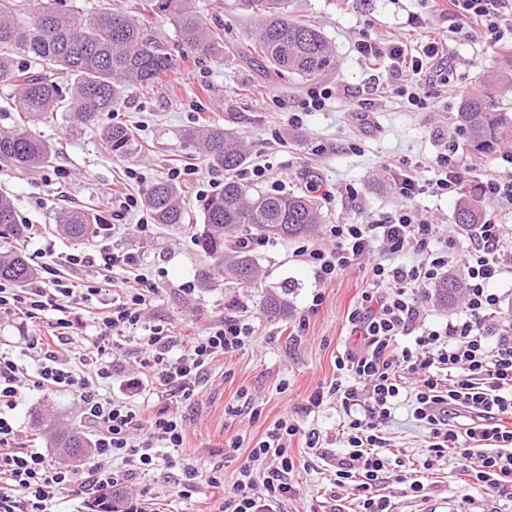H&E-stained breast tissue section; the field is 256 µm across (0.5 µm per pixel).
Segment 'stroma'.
<instances>
[{"label":"stroma","mask_w":512,"mask_h":512,"mask_svg":"<svg viewBox=\"0 0 512 512\" xmlns=\"http://www.w3.org/2000/svg\"><path fill=\"white\" fill-rule=\"evenodd\" d=\"M209 22L224 26V44L233 48L224 60L189 55L180 62L178 78L149 94L129 88L108 120L127 124L137 132L133 156L122 158L104 152L98 129L73 132L65 112H58L52 127L39 132L56 147L51 166L30 175H16L0 165V189L14 198L18 218L30 230L22 246L34 266L59 263L67 255L97 249L100 237L74 242L53 232L58 211L105 210L102 190L110 184L125 185L134 195H144L152 182L166 178L169 168L188 162L202 163L198 151L184 146L180 133L199 119L230 128L247 149V165L270 161L287 190L302 189L309 180L328 184L331 194L318 202L328 223L372 217L390 211L398 202L393 169L407 159L423 160L422 178L434 175L432 162L449 130L460 101L486 71L500 66L504 51H487L479 39L461 30L450 33L449 61H431V96L425 109L407 107L397 93L410 73H397L390 60L378 66L365 63L355 49L361 33L383 34L406 46L409 54L421 51L407 19L417 14L430 18L436 30H448L451 20L446 0H292L295 14L321 27L330 41L335 64L319 78V85L333 96L320 112L304 115L301 127L289 126L286 115L294 110L309 88L297 76L270 79L262 58L241 57L248 47L256 20L238 9L236 0H201ZM453 69L456 86L444 92L437 76ZM369 100L368 112L354 115L359 100ZM139 172L138 181L124 179L126 169ZM211 185L205 195L184 185L190 211L187 224L172 228L154 224L138 232L141 211L114 217L112 246L137 253L140 273L156 281L159 292L145 310L144 325L130 329L123 352L134 356L144 326L159 325L186 336L204 333L222 317L237 316L251 324L246 346L213 366L193 396L174 402V411L187 419L188 447L200 473L219 470L225 486H232L251 448L266 428L283 415L321 433L320 446L304 454L291 479L298 493L288 502V512H331L342 505L345 512H359L355 486L333 483V470L342 457L343 412L331 396L332 384L341 377L336 367L352 338L346 316L355 309L366 288V273L355 268L338 276L324 289V301L309 312L315 283L308 265L297 254L298 241L255 239L251 249L258 261L259 280L241 287L225 282L211 271V283L199 273L210 261L194 243V226L201 221L206 196L224 188V172L210 169ZM356 188V195L345 192ZM194 292H184L185 282ZM295 285L287 315L272 317L262 309L266 292L283 282ZM326 392L323 406L306 412L308 397ZM255 412L244 411L245 402ZM411 397H404L384 429L389 445L383 453L399 462L401 474L421 479L424 497L405 493V487L388 479L382 492L395 512H420L425 499L454 501L457 512H512V498L485 490L460 473L455 454L426 470L420 464L428 431L411 415ZM82 404L74 390L24 386L12 416L24 435L33 432L34 412L55 416L63 428H84ZM240 437L239 449L227 448L231 437ZM180 471L157 470L136 475L134 488L146 490L166 512H197L213 490L199 481L192 497L179 496L175 487Z\"/></svg>","instance_id":"35a3bbf8"}]
</instances>
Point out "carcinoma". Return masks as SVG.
<instances>
[{
	"mask_svg": "<svg viewBox=\"0 0 512 512\" xmlns=\"http://www.w3.org/2000/svg\"><path fill=\"white\" fill-rule=\"evenodd\" d=\"M200 0H151V13L168 20L178 45L199 56L224 58V29L208 22ZM241 9L259 16L252 50L269 63L268 73L288 72L306 81L319 78L332 64V47L315 25L293 15L290 0H238ZM86 0H70L61 10L46 2L30 15L29 0H0V84L15 87L10 98L17 112L14 125L0 128V163L27 175L47 167L55 156L54 145L32 131V126L55 121L62 96H68L70 127L99 125L114 111L123 84L153 89L177 67L169 41L153 32L142 16L120 5L88 12ZM29 65H17V57ZM512 89V65L491 70L464 97L456 115L458 126L474 147L485 152L501 143H512V117L496 109L497 95ZM182 141L198 149L214 167L231 172L245 161L242 141L219 124L190 127ZM102 147L113 155L129 156L136 150L130 128L112 123L105 127ZM157 224L186 221L183 191L168 182H156L144 198ZM478 196L463 194L454 223L468 226L481 222ZM105 215L67 211L58 216V231L80 242L100 233ZM324 215L315 199L303 192L262 194L235 179L224 181V190L204 205L196 239L202 251L216 261L224 278L250 286L256 282L258 264L245 246L242 232L254 230L273 239L310 238ZM21 234L12 198L0 192V281L23 286L38 275L6 242ZM291 288L264 296L269 315H283L290 308ZM464 284L452 273L434 289L435 302L456 306ZM58 448L83 455L89 443L78 430L56 432Z\"/></svg>",
	"mask_w": 512,
	"mask_h": 512,
	"instance_id": "1",
	"label": "carcinoma"
}]
</instances>
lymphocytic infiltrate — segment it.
<instances>
[{
	"instance_id": "lymphocytic-infiltrate-1",
	"label": "lymphocytic infiltrate",
	"mask_w": 512,
	"mask_h": 512,
	"mask_svg": "<svg viewBox=\"0 0 512 512\" xmlns=\"http://www.w3.org/2000/svg\"><path fill=\"white\" fill-rule=\"evenodd\" d=\"M448 2L457 24L468 27L488 49L505 43L499 20L512 15V0ZM408 26L423 42L421 55L408 56L403 45L367 35L357 40L356 50L365 60L385 57L395 70L410 69L415 79L399 86L398 93L410 109L421 110L430 97L421 80L424 63L443 56L447 38L417 15L409 16ZM434 166L435 177L424 180L421 162L403 161L397 175L400 201L391 211L360 223L326 225L325 244L307 243L299 249L320 287L361 266L379 245L393 255L418 257L411 265L374 262L367 271L372 286L347 316L358 340L337 363L346 380L337 384L335 394L348 421L343 429L347 452L336 464L335 483L357 481L361 512H391L390 499L380 492V475L387 467L381 453L386 445L383 425L408 378L414 381L413 416L429 431L422 450L424 469H432L453 449L461 463L479 459L470 478L512 495V327L488 328L501 305L492 283L504 272L502 218L512 215V150L499 152L489 163L481 155L459 158L450 142ZM473 172L481 173L482 195L493 201V208L460 238L433 248L438 226L430 212L413 205V198L455 195ZM458 264L466 271L461 316L443 327L420 324L422 297ZM81 267L122 269L127 276L113 282L108 310L93 320L96 335L74 353L68 349L75 334L74 306L100 293L92 282L74 278ZM137 267L135 253L104 244L91 253L67 255L63 267L45 265L44 277L36 282L22 287L0 282V317L37 328L19 341L18 354H0V512H52L68 494L101 508L103 490L138 472L164 468L180 469L179 493L192 496L198 471L189 463L186 419L166 402L190 398L215 362L241 350L253 331L243 319L222 318L173 358L172 336L149 325L140 343V373L124 374L111 354L121 350L127 329L140 324L144 306L159 291ZM403 336L410 337V344H400ZM28 354L37 357L36 373L21 362ZM117 372L122 375L117 392L103 391L102 380ZM26 380L38 388L79 387L93 448L81 469L59 467L27 447L11 418ZM149 388L164 407L149 410L135 404V397ZM296 437L309 449L320 444L316 430L285 415L251 448L232 488H225L219 472H211L208 485L224 491L213 512H287L288 501L297 494L288 480L296 466L289 445Z\"/></svg>"
}]
</instances>
